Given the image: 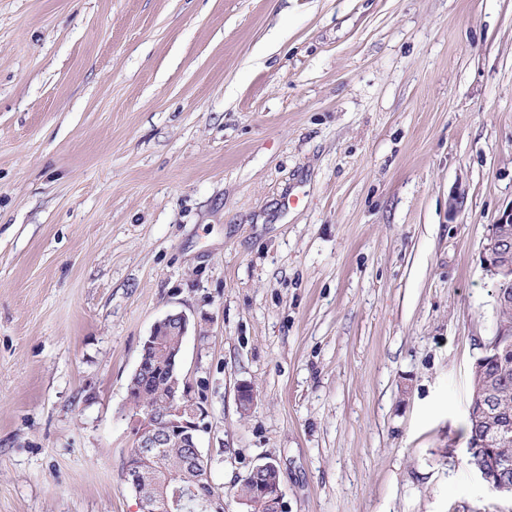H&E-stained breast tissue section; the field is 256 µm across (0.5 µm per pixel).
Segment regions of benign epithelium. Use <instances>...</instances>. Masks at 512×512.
<instances>
[{
    "mask_svg": "<svg viewBox=\"0 0 512 512\" xmlns=\"http://www.w3.org/2000/svg\"><path fill=\"white\" fill-rule=\"evenodd\" d=\"M510 224L512 225V208L501 214L491 225L482 250V264L496 287L495 297L499 303L512 299V289L504 287V284L512 283V235L507 233V226ZM188 329L189 322L184 314H171L154 325L151 335L166 336L172 332L178 336V343L181 344ZM511 334V326L498 324L494 336L483 345V354L499 357L500 352L507 347L504 337ZM492 406L491 385L474 382L472 400L468 408L470 418H475L477 413L490 415ZM204 415V409L190 398L186 390L170 399L162 430L158 429V419L150 406L140 404L134 407L131 418L135 441L134 457L143 461L151 459L160 449L168 447L173 440L186 443L187 447L191 448L193 456H200L197 432L200 430V420ZM510 440L512 429L506 425L500 426L485 431L481 438L470 442L467 452L480 454L493 445ZM474 473L492 492L501 497L512 498V482L507 480V476L512 474V456L496 453L488 455L477 465ZM125 481L138 494L141 512H155L159 498L153 493V489L157 488L156 477L134 467L125 470ZM281 499L282 492L279 489L271 492L262 487L256 493L260 512H281ZM186 507L193 512H224V498L222 494L216 492L198 499L189 495L179 502L178 510L181 512Z\"/></svg>",
    "mask_w": 512,
    "mask_h": 512,
    "instance_id": "7a95c632",
    "label": "benign epithelium"
}]
</instances>
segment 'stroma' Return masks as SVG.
I'll use <instances>...</instances> for the list:
<instances>
[{"label": "stroma", "mask_w": 512, "mask_h": 512, "mask_svg": "<svg viewBox=\"0 0 512 512\" xmlns=\"http://www.w3.org/2000/svg\"><path fill=\"white\" fill-rule=\"evenodd\" d=\"M511 207L512 0H0V512H140L171 313L215 485L512 512L466 463ZM510 224L512 229V207L491 224L481 257L484 270L496 287L495 297L499 304L512 299L511 287L500 288L503 284L512 283V235L507 233ZM497 306L499 319L512 324V303ZM189 322L184 314L167 315L164 319L157 322L150 334L151 340L146 339L141 348L140 358H146L147 362H153L158 359L162 353L170 346L174 338L178 336V345L175 353L180 359L181 347L184 337L187 335ZM173 331L174 336H169ZM125 481L135 490L139 496V504L142 512H154L159 496H155L153 489L158 488V481L153 474L133 467L125 469Z\"/></svg>", "instance_id": "obj_1"}]
</instances>
